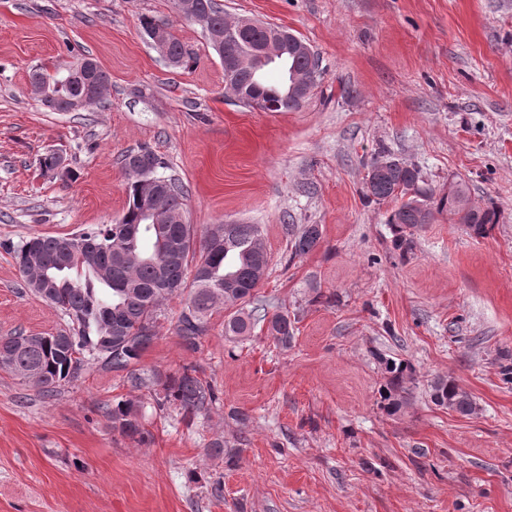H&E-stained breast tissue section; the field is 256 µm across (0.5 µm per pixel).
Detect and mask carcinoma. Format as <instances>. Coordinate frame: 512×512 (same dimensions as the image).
Segmentation results:
<instances>
[{
  "instance_id": "carcinoma-1",
  "label": "carcinoma",
  "mask_w": 512,
  "mask_h": 512,
  "mask_svg": "<svg viewBox=\"0 0 512 512\" xmlns=\"http://www.w3.org/2000/svg\"><path fill=\"white\" fill-rule=\"evenodd\" d=\"M195 4L214 29L224 30L237 24V20L224 15L217 0H195ZM265 38L266 30L255 27L236 33L227 48L241 50ZM168 50L178 67L191 59V52L175 36ZM89 75L99 94L80 104L81 109L101 103L110 86L109 76L100 66H95ZM239 82L249 96L277 105L278 112L301 106L295 99H283L285 89L281 80L267 82L257 92L250 71L243 69ZM381 159L386 161L385 172L367 178L364 189L367 197L379 202H400L389 223L397 228L393 245L402 254L413 249V240L406 230L431 223L436 213L448 212L450 219L466 225L479 237L487 235L498 223L499 214L493 202L483 207L471 205L468 212L461 213L457 198L469 200L465 184L456 183L455 198L437 196L424 186L421 172L414 164L382 149L369 165ZM123 162L130 182L126 208L118 220L72 236V250L68 252L63 250L61 237L52 235L28 237L13 248L15 264L32 293L65 312L71 325L49 336H0V369L45 393L78 378L88 365L117 373L126 371L132 386L138 388L144 380L130 372L129 367L157 339L165 301L185 291L187 299L174 326L185 350L198 349L219 304L224 305L225 311L224 335L246 338L257 323L266 321L268 337L284 348L291 345L294 326L288 312L255 317V310L245 311L269 266L261 226L219 224L208 232L198 250L193 225L176 221L187 195L180 179L166 174V163L148 148L126 154ZM418 200L426 204V209L414 205ZM154 205L167 213L168 222L150 224L144 219V212ZM286 231L289 263L314 251L323 238L320 224H288ZM101 268L108 277L100 275ZM57 270L61 271L57 286L42 287L39 272L50 274ZM386 369L390 374L389 392H399L404 388L408 365L389 362ZM194 371L195 368L186 367L179 374L156 375L163 389L158 405L174 403L190 419L210 411L218 398L211 385L202 382ZM431 399L435 405L462 415H471L476 410L472 398L450 378L434 382ZM107 413L113 429L139 443L145 441L134 402L120 401Z\"/></svg>"
}]
</instances>
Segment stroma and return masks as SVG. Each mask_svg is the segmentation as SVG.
<instances>
[{"label": "stroma", "mask_w": 512, "mask_h": 512, "mask_svg": "<svg viewBox=\"0 0 512 512\" xmlns=\"http://www.w3.org/2000/svg\"><path fill=\"white\" fill-rule=\"evenodd\" d=\"M232 18L288 28L323 77L290 112L247 108L224 90L203 29L171 0H0V336L48 335L67 318L31 293L11 247L118 219L123 155L147 146L186 185L197 239L258 224L271 257L257 290L295 315V339L224 334L215 311L197 351L164 305L155 342L131 369L195 367L219 402L185 420L159 387L92 368L53 394L0 370V512H512V0H220ZM167 21L191 49L171 67L140 21ZM95 59L105 106L53 112L29 89L33 67ZM387 148L444 191L465 182L495 201L484 237L447 214L394 250L397 204L364 196ZM62 152L71 178L42 175ZM289 224H319L320 246L290 259ZM332 293L334 305L315 302ZM412 368L402 405L381 406L385 364ZM452 378L476 403L436 406ZM139 405L148 434L113 430L112 403Z\"/></svg>", "instance_id": "obj_1"}]
</instances>
